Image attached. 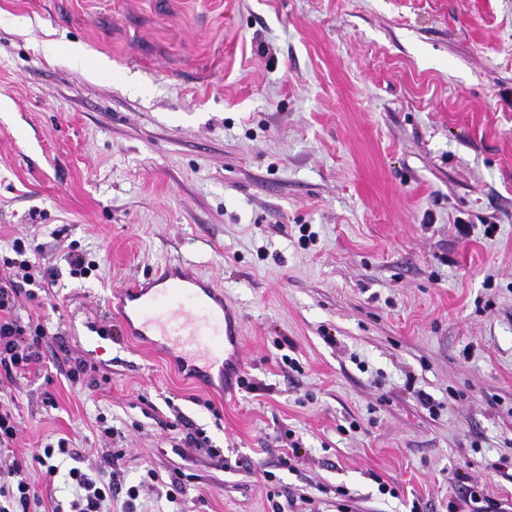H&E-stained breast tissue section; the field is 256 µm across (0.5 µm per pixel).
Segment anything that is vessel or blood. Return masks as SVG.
<instances>
[{
    "label": "vessel or blood",
    "mask_w": 512,
    "mask_h": 512,
    "mask_svg": "<svg viewBox=\"0 0 512 512\" xmlns=\"http://www.w3.org/2000/svg\"><path fill=\"white\" fill-rule=\"evenodd\" d=\"M113 309L129 336L178 358L202 386L239 358L238 328L223 293L182 264H165L148 281L127 285Z\"/></svg>",
    "instance_id": "obj_1"
}]
</instances>
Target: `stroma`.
I'll return each instance as SVG.
<instances>
[{
  "instance_id": "35a3bbf8",
  "label": "stroma",
  "mask_w": 512,
  "mask_h": 512,
  "mask_svg": "<svg viewBox=\"0 0 512 512\" xmlns=\"http://www.w3.org/2000/svg\"><path fill=\"white\" fill-rule=\"evenodd\" d=\"M19 239L54 277L0 407L16 455L73 450L29 512L106 448L137 512H512V0H0V261ZM171 260L237 312L248 387L124 335L113 293Z\"/></svg>"
}]
</instances>
